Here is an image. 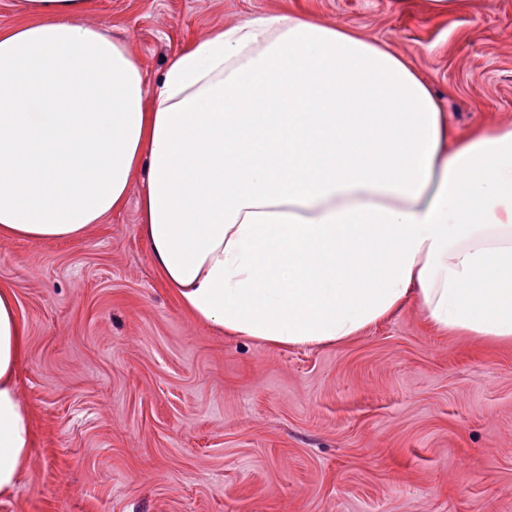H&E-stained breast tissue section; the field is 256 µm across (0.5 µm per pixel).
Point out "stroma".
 <instances>
[{
	"label": "stroma",
	"instance_id": "35a3bbf8",
	"mask_svg": "<svg viewBox=\"0 0 512 512\" xmlns=\"http://www.w3.org/2000/svg\"><path fill=\"white\" fill-rule=\"evenodd\" d=\"M338 22L428 82L454 135L512 123V0H90L157 81L213 32ZM144 174L81 236L0 238L33 447L0 512H512V347L407 304L281 349L190 317L140 230Z\"/></svg>",
	"mask_w": 512,
	"mask_h": 512
}]
</instances>
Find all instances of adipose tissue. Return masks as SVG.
<instances>
[{
    "instance_id": "adipose-tissue-1",
    "label": "adipose tissue",
    "mask_w": 512,
    "mask_h": 512,
    "mask_svg": "<svg viewBox=\"0 0 512 512\" xmlns=\"http://www.w3.org/2000/svg\"><path fill=\"white\" fill-rule=\"evenodd\" d=\"M89 0L0 26V237L72 238L146 169L141 231L182 308L231 336L346 342L415 302L436 331L512 344V124L451 134L403 56L274 15L219 30L147 86ZM0 289V496L31 416Z\"/></svg>"
}]
</instances>
